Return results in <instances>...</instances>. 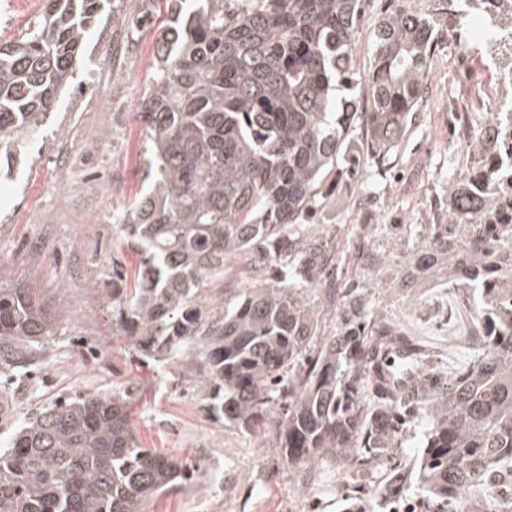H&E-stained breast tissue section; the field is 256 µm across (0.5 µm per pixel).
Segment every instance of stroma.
<instances>
[{"label":"stroma","instance_id":"35a3bbf8","mask_svg":"<svg viewBox=\"0 0 512 512\" xmlns=\"http://www.w3.org/2000/svg\"><path fill=\"white\" fill-rule=\"evenodd\" d=\"M44 0H0V44L17 38ZM159 0H110V18L91 30L79 67L80 89L60 98L43 131L22 157L0 171V287L44 289L54 333L20 370L0 365V449L36 412L60 397L127 391L129 420L142 447L194 470L148 501L146 512H341L343 501L374 512L375 489L387 470L342 478L326 458L289 469L275 431L245 430L215 419L204 400L161 362L136 359L101 292L112 263L134 272L139 256L120 249L117 215L146 189L148 134L137 115L151 80L162 17ZM151 16L126 37L122 20ZM479 37L457 45L440 39L426 73L434 92L393 156L376 168V214L356 206L357 189L341 172L327 188L342 224H428L450 171L465 167L468 141L442 130L441 101L469 90L467 122L482 129L500 66L479 52ZM471 307L465 294L433 284L377 286L374 313L391 321L446 364L463 363Z\"/></svg>","mask_w":512,"mask_h":512}]
</instances>
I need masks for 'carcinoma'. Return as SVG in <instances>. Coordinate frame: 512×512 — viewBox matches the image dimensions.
I'll return each instance as SVG.
<instances>
[{
  "label": "carcinoma",
  "mask_w": 512,
  "mask_h": 512,
  "mask_svg": "<svg viewBox=\"0 0 512 512\" xmlns=\"http://www.w3.org/2000/svg\"><path fill=\"white\" fill-rule=\"evenodd\" d=\"M363 0H162L167 25L139 117L150 138L147 191L119 218L141 263L133 286L112 261V314L144 360L194 381L208 410L243 429L275 421L292 467L338 460L342 475L390 455L419 428L415 487L430 512L512 476V111L491 115L466 169L448 174L431 224H410L350 263L363 284L336 288V244L303 223L327 174L360 176L363 137L383 164L425 96L431 52L448 15L493 12L491 0L402 3L378 18L370 62L351 49ZM104 0H45L0 45V151L35 134L73 83ZM251 258L262 288L224 280ZM464 288L476 349L441 371L426 349L369 309L375 281ZM53 333L40 288H0V363L23 367ZM188 477L141 447L128 394H76L28 419L0 453V512H145ZM410 485L381 484L384 502Z\"/></svg>",
  "instance_id": "obj_1"
}]
</instances>
